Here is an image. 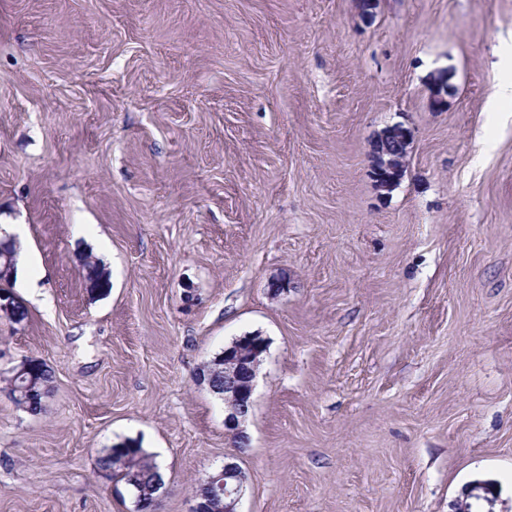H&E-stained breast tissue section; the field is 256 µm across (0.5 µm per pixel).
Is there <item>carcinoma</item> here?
Masks as SVG:
<instances>
[{
  "label": "carcinoma",
  "instance_id": "carcinoma-1",
  "mask_svg": "<svg viewBox=\"0 0 512 512\" xmlns=\"http://www.w3.org/2000/svg\"><path fill=\"white\" fill-rule=\"evenodd\" d=\"M85 288L92 295L106 292L110 287L109 272L94 256L88 254L82 263ZM204 379L211 382L216 393H224V370L213 361L204 364L201 370ZM52 371L47 364L40 362L28 376H19L10 390L14 403L31 414L42 411L44 399L51 393ZM99 467L104 471H114L128 487H138L143 509L149 510L154 504L153 488L162 481L161 473L151 456L144 452L134 439H126L112 446L99 458Z\"/></svg>",
  "mask_w": 512,
  "mask_h": 512
}]
</instances>
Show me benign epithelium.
<instances>
[{
    "label": "benign epithelium",
    "instance_id": "benign-epithelium-1",
    "mask_svg": "<svg viewBox=\"0 0 512 512\" xmlns=\"http://www.w3.org/2000/svg\"><path fill=\"white\" fill-rule=\"evenodd\" d=\"M409 140L405 130L392 127L379 135L373 149L372 174L376 185L390 190L402 177ZM256 340H245L224 348V429L236 446L247 445L244 424L253 407L256 374L263 357ZM245 483V474L234 462H226L206 481L210 498L193 494L192 512H207L213 503L224 501V512H237Z\"/></svg>",
    "mask_w": 512,
    "mask_h": 512
}]
</instances>
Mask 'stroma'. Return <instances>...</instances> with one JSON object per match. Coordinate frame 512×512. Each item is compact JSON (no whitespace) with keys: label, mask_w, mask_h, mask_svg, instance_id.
Instances as JSON below:
<instances>
[{"label":"stroma","mask_w":512,"mask_h":512,"mask_svg":"<svg viewBox=\"0 0 512 512\" xmlns=\"http://www.w3.org/2000/svg\"><path fill=\"white\" fill-rule=\"evenodd\" d=\"M511 79L512 0H0V370L54 373L38 415L0 380V512H136L127 438L156 512L227 461L239 512H512ZM252 332L237 448L196 373ZM409 140L402 127L387 129L376 139L372 174L380 190L389 191L402 177ZM85 288L92 295L105 293L110 287L109 272L94 256L88 254L82 263ZM101 470H112L121 476V481L132 490L137 486L143 499V509L153 507L154 496L157 501V492L162 485L161 473L151 456L144 452L140 444L134 439H126L115 444L100 456ZM157 484V485H156ZM156 486V487H155ZM155 487L156 495L153 488Z\"/></svg>","instance_id":"obj_1"}]
</instances>
